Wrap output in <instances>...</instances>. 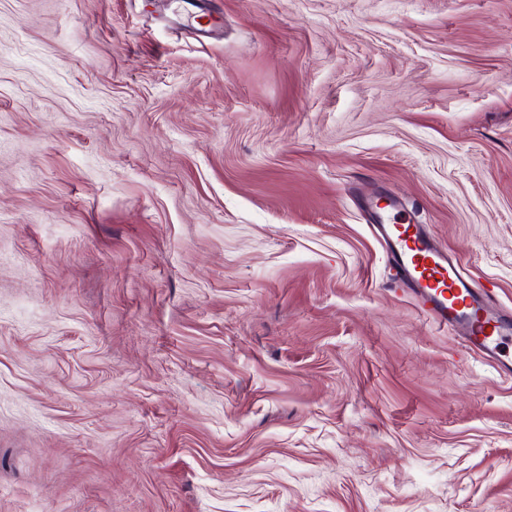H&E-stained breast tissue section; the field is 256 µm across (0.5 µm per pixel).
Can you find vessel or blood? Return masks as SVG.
<instances>
[{
	"mask_svg": "<svg viewBox=\"0 0 512 512\" xmlns=\"http://www.w3.org/2000/svg\"><path fill=\"white\" fill-rule=\"evenodd\" d=\"M372 230L401 281L421 298L425 313L440 325L455 329L469 348L512 370L503 352L512 342V317L500 311L493 298L472 288L421 225L394 203L380 207Z\"/></svg>",
	"mask_w": 512,
	"mask_h": 512,
	"instance_id": "obj_1",
	"label": "vessel or blood"
}]
</instances>
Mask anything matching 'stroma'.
<instances>
[{
	"mask_svg": "<svg viewBox=\"0 0 512 512\" xmlns=\"http://www.w3.org/2000/svg\"><path fill=\"white\" fill-rule=\"evenodd\" d=\"M381 197L512 311V0H0V512H512Z\"/></svg>",
	"mask_w": 512,
	"mask_h": 512,
	"instance_id": "35a3bbf8",
	"label": "stroma"
}]
</instances>
